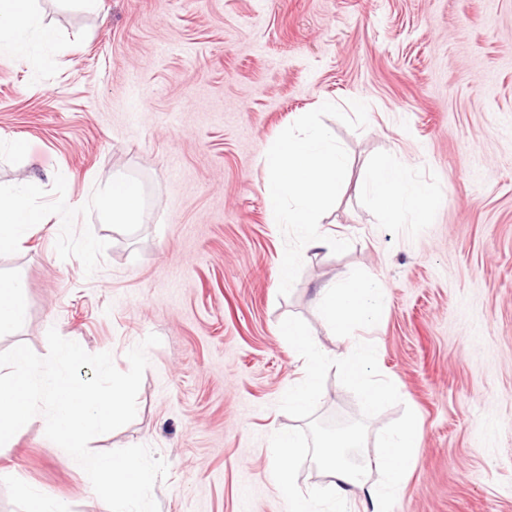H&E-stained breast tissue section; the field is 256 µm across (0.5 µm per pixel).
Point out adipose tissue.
<instances>
[{
	"label": "adipose tissue",
	"instance_id": "ef3b65f1",
	"mask_svg": "<svg viewBox=\"0 0 512 512\" xmlns=\"http://www.w3.org/2000/svg\"><path fill=\"white\" fill-rule=\"evenodd\" d=\"M33 22L28 0H0V52L30 58L52 51L56 46L54 35L34 28ZM365 189L395 219L408 212L419 219L427 209L419 185L403 179L400 167L388 159L378 161L368 170ZM42 221V213L33 207L26 191L0 190V248L24 241ZM25 308L22 282L1 279L0 335L19 327ZM419 435L415 416H408L401 426L385 434L382 452L368 463L356 464L350 461L348 451L361 447L360 436L352 431L337 434L320 445L318 462L328 474V482L314 494L305 495L296 489L289 467L290 461L302 455L304 448L292 433H279L272 448L274 456L281 461L276 479L288 502V512H317L318 505L323 503L329 505L330 512H348L350 494L355 489L367 492L371 512H387L390 498L403 488L416 465ZM374 470L385 478L377 488L368 484Z\"/></svg>",
	"mask_w": 512,
	"mask_h": 512
}]
</instances>
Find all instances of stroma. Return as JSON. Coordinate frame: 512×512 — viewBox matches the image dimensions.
I'll return each mask as SVG.
<instances>
[{
  "label": "stroma",
  "mask_w": 512,
  "mask_h": 512,
  "mask_svg": "<svg viewBox=\"0 0 512 512\" xmlns=\"http://www.w3.org/2000/svg\"><path fill=\"white\" fill-rule=\"evenodd\" d=\"M55 51L0 55V186L28 189L47 218L0 252L26 285L0 352H48L56 328L118 370L160 339L127 425L92 451L146 445L168 464L159 512H287L270 436L301 427L278 403L303 375L280 332L303 319L340 352L316 288L356 268L386 295L362 329L401 404L367 422L365 454L411 408L416 468L390 512H512V0H33ZM368 105L359 131L324 123L349 156L323 235L279 296L284 238L262 159L302 113ZM423 187V220L391 222L362 186L378 159ZM135 183L137 216L95 206ZM353 420L329 372L316 415ZM39 493L66 512H108L77 462L32 421L0 447V512Z\"/></svg>",
  "instance_id": "35a3bbf8"
}]
</instances>
